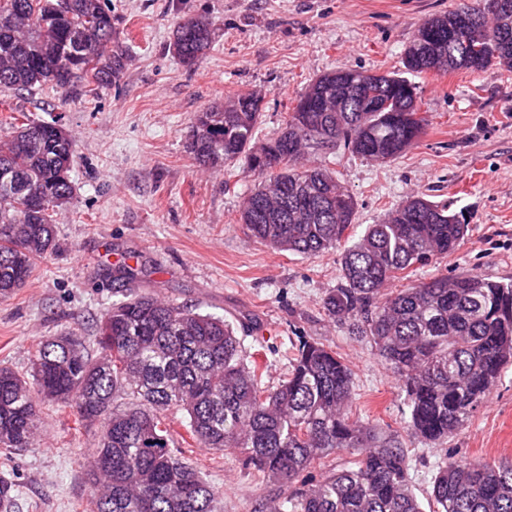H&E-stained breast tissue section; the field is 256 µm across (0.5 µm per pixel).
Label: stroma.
<instances>
[{
  "instance_id": "obj_1",
  "label": "stroma",
  "mask_w": 512,
  "mask_h": 512,
  "mask_svg": "<svg viewBox=\"0 0 512 512\" xmlns=\"http://www.w3.org/2000/svg\"><path fill=\"white\" fill-rule=\"evenodd\" d=\"M458 0H110L112 51L125 68L89 94L46 88L7 98L27 122L59 118L75 145L74 196L59 216L56 247L31 277L0 298V366L26 373L49 337L82 336L97 356L96 324L117 300L112 272L138 268L136 288L168 302L235 316L261 342L277 383L283 351L299 337L330 346L353 369L356 415L381 431H402L405 396L368 343L326 315L322 298L340 282L336 251L305 257L249 240L238 224L257 181L242 165L202 170L188 152L191 118L204 108L253 93L263 100L257 142L283 127L319 75L355 68L392 72L419 24ZM215 24L204 61L183 65L173 30L187 15ZM426 134L396 159L367 161L339 149L326 165L357 203L356 223L378 221L413 195L465 211L470 231L458 249L409 281L476 270L512 280V68L417 79ZM41 439L0 455L14 485L12 512H90L88 480L100 422L76 425L71 410L44 405ZM410 476L422 507L446 459L512 460V368L464 429L442 443L407 439ZM223 493L222 512H258L269 495L238 449L182 444Z\"/></svg>"
}]
</instances>
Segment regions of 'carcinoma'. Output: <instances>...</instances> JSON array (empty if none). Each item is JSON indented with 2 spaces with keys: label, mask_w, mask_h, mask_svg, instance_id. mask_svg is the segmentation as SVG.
Listing matches in <instances>:
<instances>
[{
  "label": "carcinoma",
  "mask_w": 512,
  "mask_h": 512,
  "mask_svg": "<svg viewBox=\"0 0 512 512\" xmlns=\"http://www.w3.org/2000/svg\"><path fill=\"white\" fill-rule=\"evenodd\" d=\"M213 22L181 19L173 31L180 62L195 66L212 45ZM112 11L105 0H0V90L22 94L112 83L122 55L107 52ZM512 66V0H462L423 21L405 50L417 75L464 70L479 75ZM371 80L357 69L326 73L300 96L312 112L289 113L285 126L255 147L262 99L239 95L195 113L190 153L205 170L242 161L260 181L238 214L247 237L279 252L316 255L343 246L342 281L322 298L327 315L368 340L399 380L410 409L406 430L441 442L464 428L512 367V282L469 271L436 276L396 291L392 282L454 252L469 223L448 204L414 195L356 238V203L309 151L343 146L368 160L393 159L424 133L416 86L380 75L375 98L347 93ZM325 141L314 143L307 123ZM73 139L42 123L12 125L0 140V297L30 277L55 247L54 224L71 204ZM39 191L43 209H28ZM244 326L198 308L130 291L97 326L100 356L77 336H54L20 375L0 367V449L33 448L42 405L73 409L103 431L89 481L92 512H218L219 490L176 450L173 415L203 448H238L274 493L263 512H423L397 433L380 436L353 417L354 374L325 344L302 339L289 350L286 376L264 378V348L250 350ZM357 451L352 465L320 476L334 453ZM432 512H512V461H450L438 468Z\"/></svg>",
  "instance_id": "carcinoma-1"
}]
</instances>
